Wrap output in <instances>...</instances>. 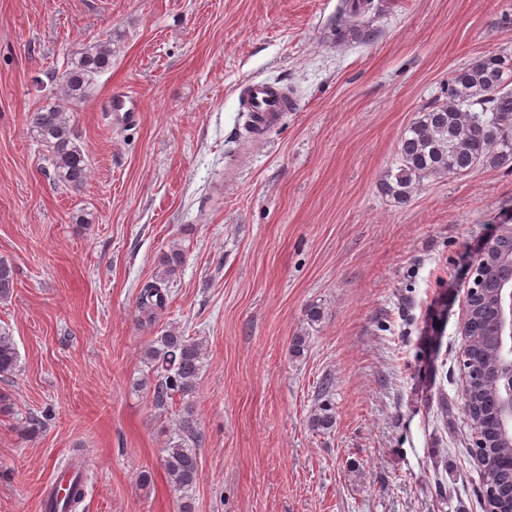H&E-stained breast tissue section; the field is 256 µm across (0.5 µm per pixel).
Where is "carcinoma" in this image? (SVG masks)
<instances>
[{
  "label": "carcinoma",
  "mask_w": 512,
  "mask_h": 512,
  "mask_svg": "<svg viewBox=\"0 0 512 512\" xmlns=\"http://www.w3.org/2000/svg\"><path fill=\"white\" fill-rule=\"evenodd\" d=\"M111 66L112 35L80 42L67 61L60 87L28 113L29 130L52 168L49 176L69 192H81L90 177L71 112L90 96L95 76ZM398 162L396 171L384 176L382 189L399 204L407 202L415 185L426 178L511 165L512 53L488 55L456 69L448 79L446 100L418 112L402 135ZM183 257L182 248L173 245L160 260L162 272L140 288V326L155 325L166 308L170 281L181 268ZM14 276V266L0 259V300L12 294ZM494 327L493 293L489 289L472 308L464 343L471 399L464 401L463 411L486 434L487 447L476 449L487 458L482 484L492 493L498 512H512V441L499 434ZM145 357L152 370L149 389L153 404L165 407L176 397L183 403L177 438L165 448L164 466L173 487L187 492L199 480L197 448L204 442L192 406L203 369L204 347L178 329H165L147 347ZM18 362L12 336L0 331V376L13 375ZM88 469L84 456L73 457L61 466V473L74 470L77 474L66 490L63 512H76L82 502Z\"/></svg>",
  "instance_id": "1"
}]
</instances>
